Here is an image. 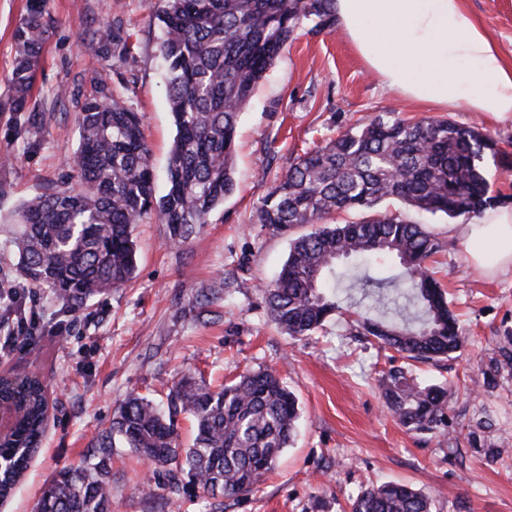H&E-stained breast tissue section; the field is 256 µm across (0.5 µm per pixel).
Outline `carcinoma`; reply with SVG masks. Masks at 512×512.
Segmentation results:
<instances>
[{
  "instance_id": "obj_1",
  "label": "carcinoma",
  "mask_w": 512,
  "mask_h": 512,
  "mask_svg": "<svg viewBox=\"0 0 512 512\" xmlns=\"http://www.w3.org/2000/svg\"><path fill=\"white\" fill-rule=\"evenodd\" d=\"M335 0H164L159 50L177 129L167 164L166 194H155L149 149L138 113L116 99L104 81L80 102L74 168L79 190L51 187L22 203L10 225L20 277L52 290L75 309L131 280L137 268L134 231L150 214L166 226L167 241L183 245L235 190L234 139L239 116L299 24H336ZM46 0H34L14 33L15 66L9 109L28 113L29 95L48 38ZM96 55L127 49L117 23L83 38ZM499 153L478 128L448 118L411 122L378 114L321 147L297 156L261 201L255 221L277 233L302 224L317 228L296 238L278 276L261 289L268 314L292 339L313 335L340 309V264L378 259L360 287L379 291L357 312V323L379 343L406 357L437 361L463 345L441 284L426 266L438 241L404 211L476 217L492 205L485 161ZM395 201L404 211H380ZM341 210L359 213L326 225ZM218 290L195 292L205 319ZM388 408L414 431H434L448 408L447 389L423 385L401 369L382 378ZM48 384L39 376L17 386L0 378V400L16 412L14 429L0 436V499H6L39 448ZM191 416L195 436L181 447L177 420ZM298 418L295 396L268 370L244 373L219 389L185 376L167 396V412L131 394L110 426L77 465L61 467L42 489L37 512H111L115 440L153 462L175 494L199 486L207 512L221 499L253 490L291 442ZM350 512H431L430 497L402 484L360 491Z\"/></svg>"
}]
</instances>
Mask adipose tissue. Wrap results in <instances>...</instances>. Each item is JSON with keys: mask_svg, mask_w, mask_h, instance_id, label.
Returning <instances> with one entry per match:
<instances>
[{"mask_svg": "<svg viewBox=\"0 0 512 512\" xmlns=\"http://www.w3.org/2000/svg\"><path fill=\"white\" fill-rule=\"evenodd\" d=\"M336 15L368 69L402 96L512 116V67L465 0H336ZM467 239L481 271L512 269V209L485 211Z\"/></svg>", "mask_w": 512, "mask_h": 512, "instance_id": "ef3b65f1", "label": "adipose tissue"}]
</instances>
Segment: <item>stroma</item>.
I'll return each mask as SVG.
<instances>
[{
    "label": "stroma",
    "instance_id": "obj_1",
    "mask_svg": "<svg viewBox=\"0 0 512 512\" xmlns=\"http://www.w3.org/2000/svg\"><path fill=\"white\" fill-rule=\"evenodd\" d=\"M31 2L0 0V154L11 157L0 165V225L49 186L77 188L75 97L91 93L96 78L139 113L156 187L164 189L176 130L158 49L163 0H48L50 36L31 99L44 117L37 127L8 109L13 33ZM467 9L512 64V0H467ZM116 18L129 37L127 53H87L85 32ZM385 112L479 127L507 153L487 159L485 168L491 193L512 207V117L405 99L366 68L341 27L318 29L307 21L239 119L235 192L191 241L169 245L164 225L147 218L135 229L134 278L66 311L49 289L17 276L15 249L0 232V281L17 286L21 304L41 314L32 339L0 358V370L38 373L52 405L41 447L0 512H34L45 480L83 458L130 394L161 405L183 375L216 387L265 366L298 398L296 436L264 483L225 499L224 512H349L362 488L386 482L423 491L432 512H512V363L502 356L512 351V272L489 276L472 264L466 219L420 218L440 244L429 265L466 338L452 359L419 362L356 335L353 308L371 303V289L344 296L341 311L302 341L280 331L258 291L276 277L291 239L309 231L261 229L255 212L262 198L296 156ZM202 283L221 290L205 323L193 308ZM393 368L447 384L449 408L437 430H408L389 412L379 379ZM148 482L155 489L149 501ZM112 512H205V506L200 495L171 494L165 476L119 448L112 457Z\"/></svg>",
    "mask_w": 512,
    "mask_h": 512
}]
</instances>
